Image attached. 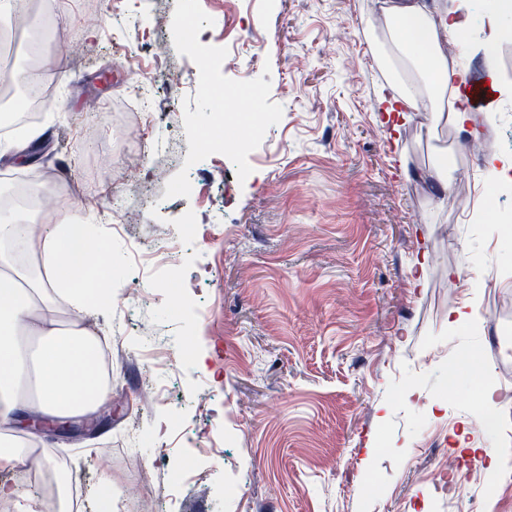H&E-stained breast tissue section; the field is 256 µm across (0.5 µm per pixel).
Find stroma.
<instances>
[{"instance_id": "35a3bbf8", "label": "stroma", "mask_w": 512, "mask_h": 512, "mask_svg": "<svg viewBox=\"0 0 512 512\" xmlns=\"http://www.w3.org/2000/svg\"><path fill=\"white\" fill-rule=\"evenodd\" d=\"M45 2L33 35L54 83L43 137L0 136L27 142L31 159L0 155V196L23 170L47 195L70 183L55 211L100 224L117 276L121 308L87 322L110 343L112 417L91 413L96 429L53 433L40 450L46 469L81 483L80 512H512V459L496 482L442 487L465 472L469 444L512 447V409L485 414L474 380H448L472 353L512 395V241L496 231L486 161L512 127V100L492 119L475 112L477 160L456 132H430L428 114L395 133L379 120L393 66L376 0H200L214 20L208 45L228 50L222 73L268 74L283 108L242 181L229 160L184 164L183 103L199 70L171 45L176 0ZM157 38L168 44L159 59ZM164 136L177 155L153 149ZM438 145L465 174L444 202L431 177ZM133 152L141 165L123 168ZM183 168L196 196L166 197ZM116 197L139 222L114 228ZM187 223L199 234L173 273L130 260L133 242ZM468 299L474 327H450ZM155 343L180 360L144 357ZM149 381L164 402L141 399ZM191 459L194 477L173 488Z\"/></svg>"}]
</instances>
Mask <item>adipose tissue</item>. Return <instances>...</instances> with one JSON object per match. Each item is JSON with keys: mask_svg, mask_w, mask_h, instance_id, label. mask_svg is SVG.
I'll return each mask as SVG.
<instances>
[{"mask_svg": "<svg viewBox=\"0 0 512 512\" xmlns=\"http://www.w3.org/2000/svg\"><path fill=\"white\" fill-rule=\"evenodd\" d=\"M469 0H450L433 11L429 0H388L390 52L410 60L421 73L418 81L390 84L376 109L392 129L413 113H432L436 122L469 132L472 103L462 90L467 74L449 65L440 44L462 32L470 19ZM36 244L44 276L22 272L16 260V238ZM103 239L89 224L61 219L33 224L22 214L0 213V471H13L42 459L33 450L41 436L22 431L28 409L58 421L91 414L107 401L111 387L97 364L95 336L80 325L82 315L106 309L93 298L91 282L111 277ZM64 297L74 319L59 326L51 317L57 297ZM39 335L32 346L31 335Z\"/></svg>", "mask_w": 512, "mask_h": 512, "instance_id": "ef3b65f1", "label": "adipose tissue"}]
</instances>
